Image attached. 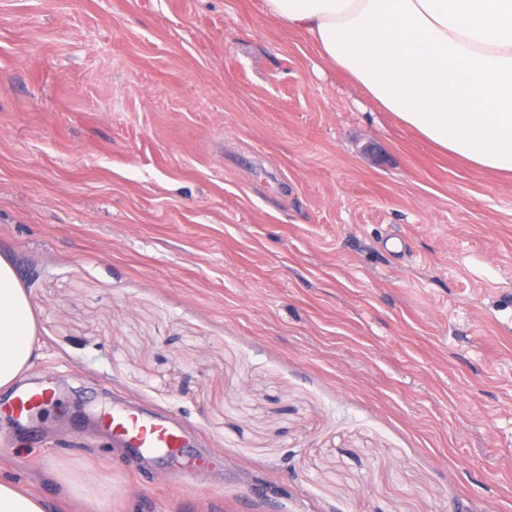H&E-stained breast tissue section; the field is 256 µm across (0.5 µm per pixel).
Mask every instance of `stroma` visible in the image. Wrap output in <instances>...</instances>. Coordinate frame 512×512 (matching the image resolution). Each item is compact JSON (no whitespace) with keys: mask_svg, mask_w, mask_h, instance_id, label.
Wrapping results in <instances>:
<instances>
[{"mask_svg":"<svg viewBox=\"0 0 512 512\" xmlns=\"http://www.w3.org/2000/svg\"><path fill=\"white\" fill-rule=\"evenodd\" d=\"M0 249L34 308L0 475L98 512H512V178L262 0H0ZM172 417L193 481L113 405ZM51 395L52 390L49 388L21 390L14 399L11 406V412L18 417L27 415L29 412L39 407Z\"/></svg>","mask_w":512,"mask_h":512,"instance_id":"35a3bbf8","label":"stroma"}]
</instances>
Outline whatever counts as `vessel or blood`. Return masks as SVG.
<instances>
[{"label": "vessel or blood", "mask_w": 512, "mask_h": 512, "mask_svg": "<svg viewBox=\"0 0 512 512\" xmlns=\"http://www.w3.org/2000/svg\"><path fill=\"white\" fill-rule=\"evenodd\" d=\"M51 394L52 391L48 388L22 390L16 395L11 411L19 417L26 415L39 407ZM107 425L128 447L142 453L178 458L183 478L194 476L196 463L187 453L186 435L168 417L120 407L110 415Z\"/></svg>", "instance_id": "b4317fda"}]
</instances>
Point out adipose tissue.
<instances>
[{
  "instance_id": "obj_1",
  "label": "adipose tissue",
  "mask_w": 512,
  "mask_h": 512,
  "mask_svg": "<svg viewBox=\"0 0 512 512\" xmlns=\"http://www.w3.org/2000/svg\"><path fill=\"white\" fill-rule=\"evenodd\" d=\"M383 111L469 167L512 175V0H263ZM37 323L0 252V390L39 359ZM57 503L0 477V512Z\"/></svg>"
}]
</instances>
